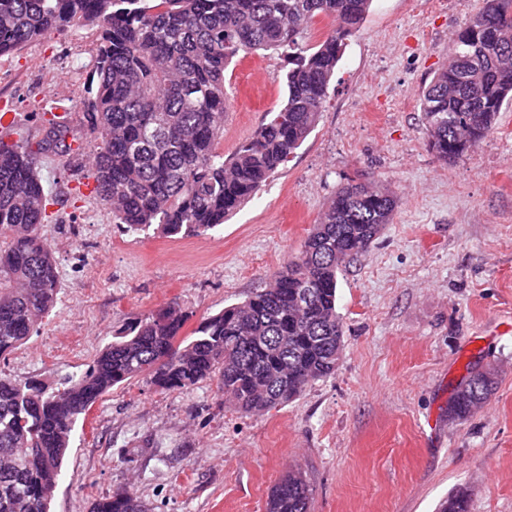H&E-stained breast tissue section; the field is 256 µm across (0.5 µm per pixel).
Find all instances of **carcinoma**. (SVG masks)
<instances>
[{
	"instance_id": "cac0c4a2",
	"label": "carcinoma",
	"mask_w": 512,
	"mask_h": 512,
	"mask_svg": "<svg viewBox=\"0 0 512 512\" xmlns=\"http://www.w3.org/2000/svg\"><path fill=\"white\" fill-rule=\"evenodd\" d=\"M372 0H0V59L43 35L96 28V66L82 95L96 199L112 223L140 233L206 235L302 146L323 111L346 40ZM316 17L331 23L310 42ZM277 53L288 63L276 115L224 158L229 111L224 71L240 54ZM512 103V0H483L456 34L448 63L421 98L428 146L455 159L495 126ZM0 138V359L37 332L57 302L59 271L39 228L54 198L41 173L43 152L78 140L56 116L33 141ZM398 207L380 183L337 189L299 253L241 304L203 319L188 335L176 305L136 317L81 373L51 388L0 372V512H50L73 432L113 388L144 378L165 391L219 376L224 401L260 414L297 399L333 375L343 348L338 274L365 255ZM448 415L464 422L497 388L469 365ZM313 489L299 470L271 490L265 512H310ZM452 491L440 512H470ZM91 512H148L124 487Z\"/></svg>"
}]
</instances>
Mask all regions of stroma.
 <instances>
[{
  "label": "stroma",
  "instance_id": "stroma-1",
  "mask_svg": "<svg viewBox=\"0 0 512 512\" xmlns=\"http://www.w3.org/2000/svg\"><path fill=\"white\" fill-rule=\"evenodd\" d=\"M482 5L373 0L317 127L219 231L125 232L92 197L87 158L43 155L56 203L40 233L60 293L38 332L0 362L19 381L82 372L128 318L176 304L192 330L243 302L298 254L348 180L399 198L392 224L338 277L344 336L332 377L259 415L225 403L214 380L187 391L121 385L78 423L52 512H90L125 486L150 512H264L294 469L313 488L311 512H438L460 485L471 512H512V105L448 163L429 149L421 112L454 34ZM96 39L85 26L0 59V108L36 136L47 102L81 119L75 99ZM284 66L253 54L227 69L225 156L278 111ZM474 361L498 386L469 420L449 421L452 388Z\"/></svg>",
  "mask_w": 512,
  "mask_h": 512
}]
</instances>
